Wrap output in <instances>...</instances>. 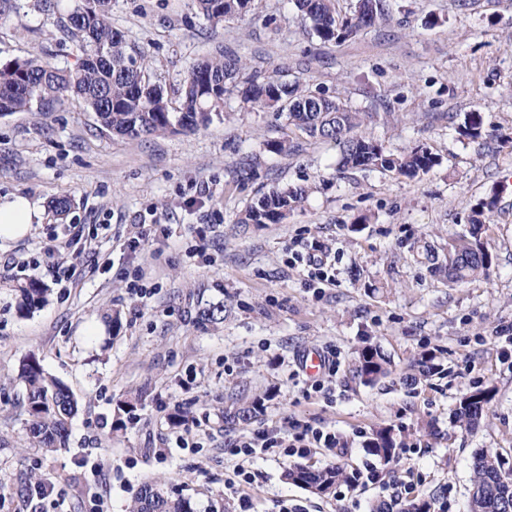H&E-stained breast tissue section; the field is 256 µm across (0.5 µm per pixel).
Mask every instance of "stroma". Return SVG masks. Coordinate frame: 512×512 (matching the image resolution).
<instances>
[{
  "instance_id": "35a3bbf8",
  "label": "stroma",
  "mask_w": 512,
  "mask_h": 512,
  "mask_svg": "<svg viewBox=\"0 0 512 512\" xmlns=\"http://www.w3.org/2000/svg\"><path fill=\"white\" fill-rule=\"evenodd\" d=\"M57 13L42 0H9L0 64L37 52L53 67L74 65ZM112 26L164 89L221 51L270 74L285 66L290 79L373 113L359 135L394 153L427 147L439 163L414 178L344 170L334 143L235 97L207 129L141 138L102 130L74 98L0 117V203L23 196L38 212L29 235L0 248V512H129L148 482L193 512H371L391 500L390 480L437 498L442 512H466L476 451L512 470V344L499 335L512 325V195L501 192L512 178V0H392L385 20L341 43L308 35L293 0H253L244 19L217 25L191 0H112ZM469 112L484 118L480 139L457 131ZM283 138L290 152L268 148ZM287 185L309 186L301 209L277 224L241 223L255 199ZM60 198L70 202L63 215L53 207ZM488 201L487 274L460 285L431 274L425 252L446 255ZM71 224L97 231L104 264L73 249L46 256ZM138 224H164L168 234L128 251ZM313 239L334 283H312L290 261ZM21 258L40 261L48 288L27 315L9 288L27 276L12 265ZM139 276L153 289L142 299L129 290ZM209 303L223 304V322H201ZM94 322L106 324L104 335H87ZM368 344L390 361L374 384L354 371ZM309 349L336 363L320 390L299 369ZM428 353L430 373L407 384ZM31 356L77 401L67 446L53 453L28 435L18 372ZM478 385L493 396L469 430L453 413ZM125 399L136 410L116 431ZM254 402L252 420L225 424V413ZM179 410L188 419L172 424ZM296 419L336 432L344 450L247 463L234 454L242 437L286 431ZM383 428L402 443L390 463L368 448ZM370 463L380 482L341 485L331 497L283 478L294 464ZM33 478L54 495L32 497Z\"/></svg>"
}]
</instances>
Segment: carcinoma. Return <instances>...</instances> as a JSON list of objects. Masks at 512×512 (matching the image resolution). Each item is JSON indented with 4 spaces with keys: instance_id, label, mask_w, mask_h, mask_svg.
I'll use <instances>...</instances> for the list:
<instances>
[{
    "instance_id": "cac0c4a2",
    "label": "carcinoma",
    "mask_w": 512,
    "mask_h": 512,
    "mask_svg": "<svg viewBox=\"0 0 512 512\" xmlns=\"http://www.w3.org/2000/svg\"><path fill=\"white\" fill-rule=\"evenodd\" d=\"M198 12L218 24L239 18L249 11L251 0H193ZM338 0H294L309 32L323 43H339L385 19L389 0H356L354 10L341 15ZM112 0H80V5L61 18V30L78 50L74 67L52 68L39 57L14 60L0 65V116L32 110L34 104L72 96L82 100L97 116L102 129L130 138L194 132L223 116L224 100L237 95L244 107L274 112L286 124L307 136L334 142L340 148L339 166L344 169H379L414 177L439 163L426 147L394 155L382 144L353 135V131L374 118L373 112H353L340 101L314 93L298 81L267 76L239 58L224 53L196 61L186 72L173 105L164 89L146 78L148 63L142 53L129 52L123 35L112 28ZM483 116L471 112L459 125V133L472 140L482 136ZM310 188L293 185L277 188L252 203L240 218L241 224H276L303 206ZM482 204L470 218L468 233L457 236L462 255L443 262L428 251L426 260L434 273L452 283L465 282L487 272L491 254L481 241L484 209ZM19 313L29 314L45 301L48 288L37 278L14 280ZM389 360L371 344L363 346L356 360L355 373L366 383H375L388 373ZM19 378L27 391L30 434L36 446L47 451L61 448L68 434V421L76 402L60 380L48 375L40 361L30 357L22 362ZM489 391L478 389L463 396L456 408V421L466 427L478 424L489 401ZM397 443L392 432L383 428L369 442L370 451L385 461L395 458ZM285 479L316 494L329 496L336 486L359 484L360 472L332 465L321 468L296 465L288 468ZM512 508V472L503 471L498 455L474 454L471 462L469 512H507ZM130 512H190L184 499L171 498L156 483L144 484L135 496ZM372 512H436L435 498H414L401 507L378 502Z\"/></svg>"
}]
</instances>
